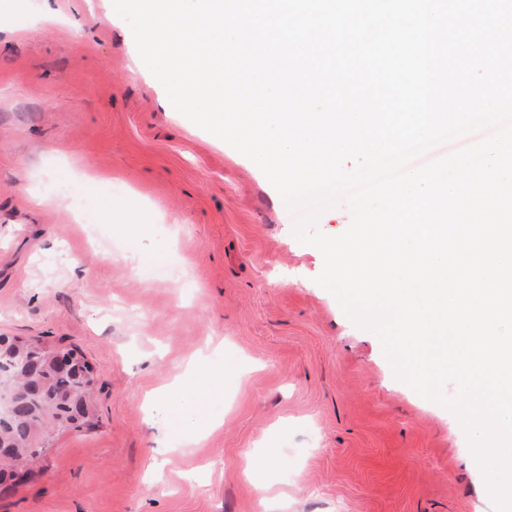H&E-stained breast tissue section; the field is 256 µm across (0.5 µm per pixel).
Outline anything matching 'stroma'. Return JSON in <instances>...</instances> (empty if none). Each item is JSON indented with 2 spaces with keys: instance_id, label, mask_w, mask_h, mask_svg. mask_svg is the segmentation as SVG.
Listing matches in <instances>:
<instances>
[{
  "instance_id": "1",
  "label": "stroma",
  "mask_w": 512,
  "mask_h": 512,
  "mask_svg": "<svg viewBox=\"0 0 512 512\" xmlns=\"http://www.w3.org/2000/svg\"><path fill=\"white\" fill-rule=\"evenodd\" d=\"M42 6L0 22V336L83 356L93 414L0 512H497L447 409L317 284L300 212L173 108L112 0H52L53 23ZM133 257L165 276L138 281ZM192 356L224 378L185 437L145 396Z\"/></svg>"
}]
</instances>
